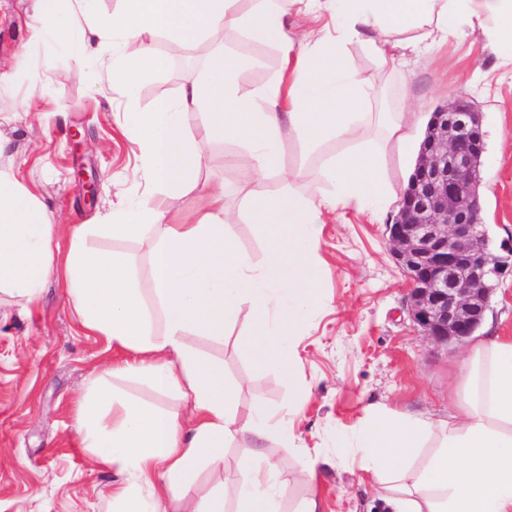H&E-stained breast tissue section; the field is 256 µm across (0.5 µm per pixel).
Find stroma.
I'll return each instance as SVG.
<instances>
[{"instance_id": "stroma-1", "label": "stroma", "mask_w": 512, "mask_h": 512, "mask_svg": "<svg viewBox=\"0 0 512 512\" xmlns=\"http://www.w3.org/2000/svg\"><path fill=\"white\" fill-rule=\"evenodd\" d=\"M37 25L33 0H0V98L16 104L14 111L0 113V139L9 147L0 166L54 214V243L64 252L72 225L101 223L113 206L141 195L126 114L149 111L158 98L177 97L193 72L192 65H178V56L189 51L194 63L201 62L210 41L187 46L157 35L153 49L167 64L144 76L131 102L98 61L58 40L35 37ZM234 48L255 61L242 76L244 91L276 78L280 63L273 49L252 40L235 42ZM352 54L364 77L384 85L389 108L414 109L424 123L469 85L487 82V90L474 98L485 132L483 218L493 246L512 244V57L477 35L449 41L432 54L411 55L401 76L382 74L361 49ZM343 147L331 140L308 155L298 141L283 138V160L298 172V189L320 188L323 161ZM86 245L128 259L140 287L149 288V241L96 236ZM318 262L323 303L300 337L298 381L255 367L246 316H239L224 339L191 336L187 342L223 364L227 381L240 383V418L309 391L294 430L303 446L320 449L327 462L309 480L301 456L284 457L277 440L267 443L264 455L287 477L282 512H297L313 495L321 512H385L338 441L369 404L404 414H447L448 391L465 348L433 342L412 322L409 285L389 249L386 227L368 215L348 209L324 224ZM494 285L480 331L511 338L512 265ZM128 356L104 337L85 335L60 271L47 277L30 307L0 292V512H108L117 474L83 446L76 406L89 378L105 377L110 364ZM106 379L117 397L183 417L191 411L178 397L158 395L145 380ZM252 458L247 442L225 448L223 467L203 469L197 493L239 477Z\"/></svg>"}]
</instances>
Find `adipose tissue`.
Segmentation results:
<instances>
[{
	"instance_id": "1",
	"label": "adipose tissue",
	"mask_w": 512,
	"mask_h": 512,
	"mask_svg": "<svg viewBox=\"0 0 512 512\" xmlns=\"http://www.w3.org/2000/svg\"><path fill=\"white\" fill-rule=\"evenodd\" d=\"M75 2L86 25L73 32L74 44L87 55H107L113 79L130 98L143 72L164 66L152 49L157 34L194 42L220 30L226 38L178 98L128 113L148 192L113 209L108 223L75 225L63 272L86 334L131 354L110 375L146 379L156 391L190 402V421L117 400L94 379L77 404L83 445L120 476L112 512H161L166 497L177 512H281L282 473L259 453L232 485L206 495L195 487L201 466L222 467L225 448L246 433L258 445L277 438L282 454L303 456L306 476L315 477L323 456L299 446L290 422L299 402L240 421L237 388L225 382L223 366L186 338L223 337L249 309L254 363L294 377L296 330L321 303L323 224L348 208L372 217L384 212L393 194L387 162H404L418 135L415 113L372 112L379 88L355 69L352 47L390 75L402 74L406 50L441 47L477 29L512 50V0H292L289 11L282 0H123L119 19L97 14L93 0ZM292 13L328 16L332 29L295 33ZM237 37L270 44L280 60L277 79L252 94L240 86L251 61L228 44ZM190 111L206 118L202 139L185 131L182 117ZM375 120L387 130L381 146L363 133ZM286 136L310 149L344 141L323 165L328 192L295 190V173L282 160ZM215 140L241 147L229 162L234 179L275 175L282 182L278 193L244 195L238 209L244 223L262 231L264 262L236 246L223 189H205L209 208L192 224L174 223L151 201L155 192L201 189L204 145ZM54 233L53 214L0 169L1 291L29 303L39 297L54 260ZM93 233L151 240L149 291L124 258L86 247ZM344 445L371 475L385 512H512V340L487 336L468 347L447 419L370 406Z\"/></svg>"
}]
</instances>
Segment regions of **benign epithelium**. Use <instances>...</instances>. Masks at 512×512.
<instances>
[{"label": "benign epithelium", "mask_w": 512, "mask_h": 512, "mask_svg": "<svg viewBox=\"0 0 512 512\" xmlns=\"http://www.w3.org/2000/svg\"><path fill=\"white\" fill-rule=\"evenodd\" d=\"M408 194L386 226L410 287L409 314L428 339L462 345L479 329L503 261L488 251L474 188L483 151L481 114L465 96L433 113Z\"/></svg>", "instance_id": "benign-epithelium-1"}]
</instances>
